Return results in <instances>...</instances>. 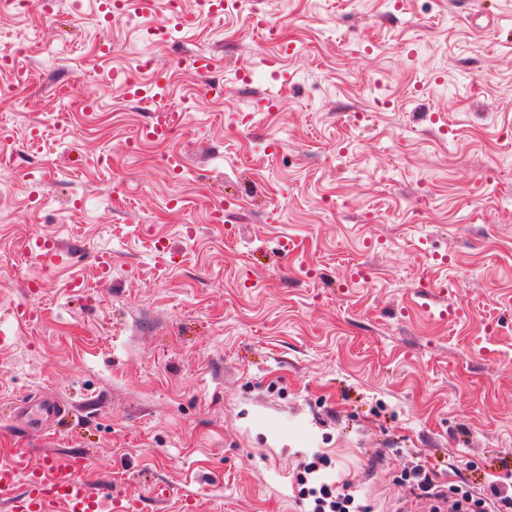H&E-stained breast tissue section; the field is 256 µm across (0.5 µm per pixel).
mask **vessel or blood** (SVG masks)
<instances>
[{
	"label": "vessel or blood",
	"mask_w": 512,
	"mask_h": 512,
	"mask_svg": "<svg viewBox=\"0 0 512 512\" xmlns=\"http://www.w3.org/2000/svg\"><path fill=\"white\" fill-rule=\"evenodd\" d=\"M184 113H153L143 129L147 138L164 140L180 128ZM64 407L52 396H44L36 406L21 405L16 415L19 426L28 430L51 428L62 417ZM78 457L64 455L44 460L41 467H31L26 453H17L10 463L0 466V501L9 512H138L133 501L122 500L108 484H92L79 476ZM25 476V486H18V476Z\"/></svg>",
	"instance_id": "obj_1"
}]
</instances>
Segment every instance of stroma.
Instances as JSON below:
<instances>
[{
	"label": "stroma",
	"mask_w": 512,
	"mask_h": 512,
	"mask_svg": "<svg viewBox=\"0 0 512 512\" xmlns=\"http://www.w3.org/2000/svg\"><path fill=\"white\" fill-rule=\"evenodd\" d=\"M96 2L0 7V49L32 45L0 99V464L80 455L142 512H311L317 456L367 512L512 477V0H183L166 39L164 0ZM158 103L187 128L140 140ZM44 394L62 430L15 432ZM29 251L35 254L41 261L46 263H61L68 256L65 249L61 248L54 241H35V246L29 248Z\"/></svg>",
	"instance_id": "obj_1"
}]
</instances>
